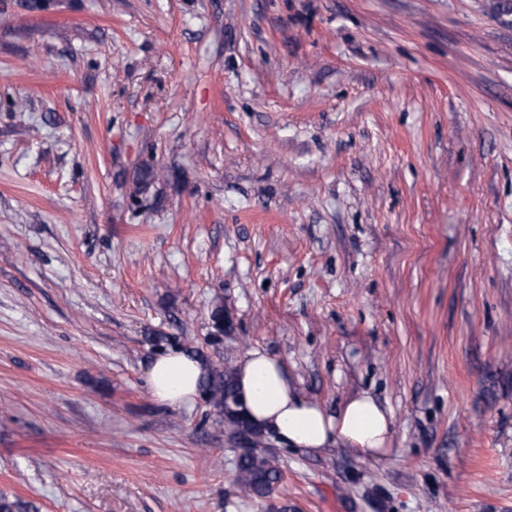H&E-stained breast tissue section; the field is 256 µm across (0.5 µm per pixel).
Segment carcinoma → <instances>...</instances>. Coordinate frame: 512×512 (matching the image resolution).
<instances>
[{"label": "carcinoma", "instance_id": "1", "mask_svg": "<svg viewBox=\"0 0 512 512\" xmlns=\"http://www.w3.org/2000/svg\"><path fill=\"white\" fill-rule=\"evenodd\" d=\"M204 394L214 414L224 420L234 432L251 437L252 444L263 440L264 431L255 428L237 411L236 369L230 364L211 365L202 382ZM281 481L275 457L258 450L238 455L235 482L249 494L268 498Z\"/></svg>", "mask_w": 512, "mask_h": 512}]
</instances>
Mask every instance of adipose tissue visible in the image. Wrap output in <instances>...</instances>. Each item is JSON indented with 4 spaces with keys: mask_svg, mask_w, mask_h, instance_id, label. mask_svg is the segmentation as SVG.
Returning <instances> with one entry per match:
<instances>
[{
    "mask_svg": "<svg viewBox=\"0 0 512 512\" xmlns=\"http://www.w3.org/2000/svg\"><path fill=\"white\" fill-rule=\"evenodd\" d=\"M205 374L201 359L168 347L155 355L146 380L156 401L174 407L194 400ZM236 375L248 417L284 445L316 451L341 445L371 456L390 444L392 417L371 396L351 398L329 413L299 397L283 363L258 349L237 363Z\"/></svg>",
    "mask_w": 512,
    "mask_h": 512,
    "instance_id": "ef3b65f1",
    "label": "adipose tissue"
}]
</instances>
